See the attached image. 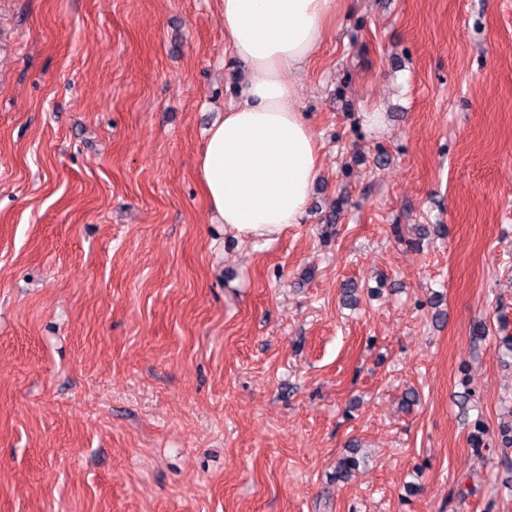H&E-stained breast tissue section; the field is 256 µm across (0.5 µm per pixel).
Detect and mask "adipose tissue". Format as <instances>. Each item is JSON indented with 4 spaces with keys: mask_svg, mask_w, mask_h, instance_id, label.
Masks as SVG:
<instances>
[{
    "mask_svg": "<svg viewBox=\"0 0 512 512\" xmlns=\"http://www.w3.org/2000/svg\"><path fill=\"white\" fill-rule=\"evenodd\" d=\"M339 7L340 0H223L224 36L245 75L235 104L210 129L198 176L213 219L238 236H274L308 210L320 168L295 78Z\"/></svg>",
    "mask_w": 512,
    "mask_h": 512,
    "instance_id": "1",
    "label": "adipose tissue"
}]
</instances>
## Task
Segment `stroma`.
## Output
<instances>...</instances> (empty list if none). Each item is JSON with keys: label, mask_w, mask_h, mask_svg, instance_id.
<instances>
[{"label": "stroma", "mask_w": 512, "mask_h": 512, "mask_svg": "<svg viewBox=\"0 0 512 512\" xmlns=\"http://www.w3.org/2000/svg\"><path fill=\"white\" fill-rule=\"evenodd\" d=\"M242 75L221 0H0V512H512V0H349L271 242L198 178Z\"/></svg>", "instance_id": "35a3bbf8"}]
</instances>
